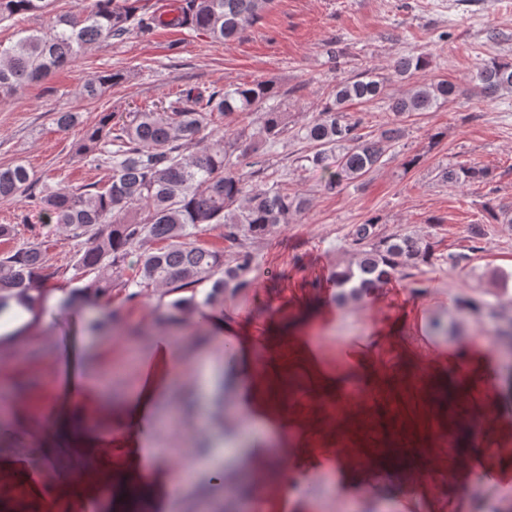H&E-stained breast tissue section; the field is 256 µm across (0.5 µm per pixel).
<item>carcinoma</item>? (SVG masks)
<instances>
[{"mask_svg":"<svg viewBox=\"0 0 512 512\" xmlns=\"http://www.w3.org/2000/svg\"><path fill=\"white\" fill-rule=\"evenodd\" d=\"M137 0H89L78 14L55 16L46 30L22 31L15 42L0 44V96L23 92L74 63L93 44L121 39L131 28L150 31L160 26L197 30L231 43L259 19L273 0H180L173 16L165 19L138 12ZM52 0H0V22L17 15L44 12ZM430 65V54L420 52L396 58L394 73L410 78ZM123 79L120 72L98 76L83 86L88 99ZM472 92L491 98L512 92V60L493 58L481 66ZM277 94L271 81L254 80L204 92L183 90L166 110L147 109L125 120L102 113L97 124L83 129L78 151L105 164L110 176L105 186L92 183L80 193L44 188L33 192V175L23 166L0 168V200L25 198L39 216L69 229L76 241L68 270L45 273L43 243L27 241L0 254V313L10 301L33 308L32 292L55 275L70 280L89 279L72 298L93 301L114 288H166L171 293L194 291L211 283L204 298L208 305L233 285L248 284L253 257L248 241L274 232L289 217L305 211L307 200L259 181L260 162L251 160L256 138L269 145L287 133L284 113L267 106ZM383 94V83L371 76L336 84L331 101L313 116L297 137L312 150L302 156L305 166L322 173L321 188L338 192L344 184L371 173L401 134L400 118L413 112H432L467 90L446 80L413 86L388 100L394 117L379 133L361 134L359 123L346 117L352 102L371 101ZM261 113L260 125L240 131L233 141H207L201 133L216 115L231 121L244 114ZM53 121L60 131L79 123L77 113L58 111ZM195 143L197 149L183 153ZM441 177L458 186L489 181L492 173L478 166L446 168ZM209 224L224 226L227 248L219 250L198 242ZM356 259L334 274L339 304L360 299L393 276L432 262V243L409 234L382 236L370 220L354 225L348 234ZM156 242L164 243L160 248Z\"/></svg>","mask_w":512,"mask_h":512,"instance_id":"cac0c4a2","label":"carcinoma"}]
</instances>
